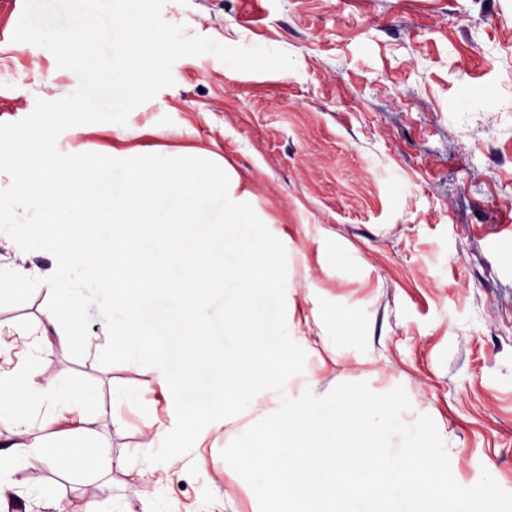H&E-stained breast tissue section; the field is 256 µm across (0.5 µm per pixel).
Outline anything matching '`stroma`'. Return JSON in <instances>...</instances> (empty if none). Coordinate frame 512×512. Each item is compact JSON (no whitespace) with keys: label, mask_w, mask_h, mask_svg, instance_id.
<instances>
[{"label":"stroma","mask_w":512,"mask_h":512,"mask_svg":"<svg viewBox=\"0 0 512 512\" xmlns=\"http://www.w3.org/2000/svg\"><path fill=\"white\" fill-rule=\"evenodd\" d=\"M25 0H0V123L72 94L77 75L48 49L12 36ZM165 21L230 47L275 45L291 70L245 72L183 57L174 83L134 108L118 139L108 122L58 139L90 169L156 157L202 163L249 188L259 220L288 239L297 316L314 299L351 314V336L317 348L323 389L390 391L447 434L445 467L481 493L483 512H512V0H167ZM45 292L0 293V319L41 327ZM0 361L30 362L42 384L111 401L143 373L108 348L43 354L9 337ZM89 414L100 447L85 476L37 457L15 465L0 512H105L113 494L171 496L181 512L247 494L224 451L195 448L178 481L133 480L112 459L142 440Z\"/></svg>","instance_id":"stroma-1"}]
</instances>
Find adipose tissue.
Masks as SVG:
<instances>
[{"instance_id": "1", "label": "adipose tissue", "mask_w": 512, "mask_h": 512, "mask_svg": "<svg viewBox=\"0 0 512 512\" xmlns=\"http://www.w3.org/2000/svg\"><path fill=\"white\" fill-rule=\"evenodd\" d=\"M76 164L62 154L0 192V247L17 251L10 216L38 202L31 235L61 259L51 271L1 261L0 288L46 291L62 350L82 340L88 320L105 321L113 358L146 374L115 392L140 409L144 427L138 454L118 456V467L171 480L189 449L220 447L225 475L253 512H378L370 481L385 488L390 512L447 498L448 436L425 415L396 416L393 393L321 390L309 368L312 340L295 317L288 241L258 221L249 189L227 187L204 166L118 157L110 171L85 174L101 200L89 213L70 199ZM22 403L66 424L65 456L55 435L37 437L36 421L18 414ZM92 405L107 412L91 394L36 382L27 363L0 366V417L15 419L13 440L0 444V474L33 456L84 469Z\"/></svg>"}]
</instances>
